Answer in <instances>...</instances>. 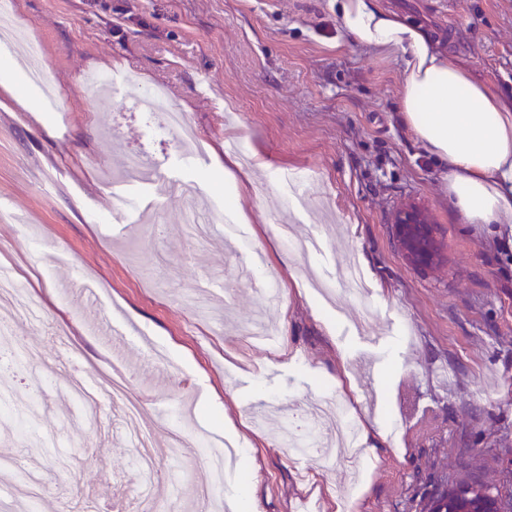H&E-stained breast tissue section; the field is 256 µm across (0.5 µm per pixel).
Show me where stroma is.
Returning <instances> with one entry per match:
<instances>
[{
  "instance_id": "1",
  "label": "stroma",
  "mask_w": 512,
  "mask_h": 512,
  "mask_svg": "<svg viewBox=\"0 0 512 512\" xmlns=\"http://www.w3.org/2000/svg\"><path fill=\"white\" fill-rule=\"evenodd\" d=\"M436 33L441 48L494 91L512 92V0H386ZM46 62L59 111L19 81L21 106L0 91V269L28 277L39 323L13 318L0 349L23 346L56 375L30 392L21 371L0 380V455H23L0 480V506L27 512H130L139 487L125 437L128 398L139 399L156 448L198 436L180 464L159 457L147 485L194 507L212 444L236 446L221 496L237 512L250 483L259 512H419L433 480L480 456L481 478L512 489V242L454 216L441 168L399 121V56L354 43L327 0H12ZM166 89L205 143L188 163L161 116L136 96ZM239 136L266 166L240 198V230L263 266L240 278L223 242L191 241L184 199L157 185L112 178L129 153L155 158L161 179L196 183L199 205L224 211L233 187L215 150ZM420 203L438 229L445 262L422 269L395 247L392 221ZM294 234L321 235L324 252L291 250L279 234L286 203ZM352 254L373 295L334 312L314 286ZM276 275L281 306L265 308L256 282ZM225 308L197 318L186 294ZM332 333H325L324 322ZM390 332L378 379L364 371L353 326ZM65 336L69 350L57 353ZM128 373L113 398L112 357ZM348 371L350 390L336 378ZM86 378L101 402L89 411L66 392ZM339 394L385 438L359 480L248 420L260 405L286 416Z\"/></svg>"
}]
</instances>
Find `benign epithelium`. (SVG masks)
Segmentation results:
<instances>
[{"label": "benign epithelium", "instance_id": "1", "mask_svg": "<svg viewBox=\"0 0 512 512\" xmlns=\"http://www.w3.org/2000/svg\"><path fill=\"white\" fill-rule=\"evenodd\" d=\"M398 250L416 267H428L437 261L436 235L425 212L409 203L393 218Z\"/></svg>", "mask_w": 512, "mask_h": 512}]
</instances>
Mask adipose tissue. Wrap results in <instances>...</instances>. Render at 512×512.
Masks as SVG:
<instances>
[{
  "label": "adipose tissue",
  "instance_id": "obj_1",
  "mask_svg": "<svg viewBox=\"0 0 512 512\" xmlns=\"http://www.w3.org/2000/svg\"><path fill=\"white\" fill-rule=\"evenodd\" d=\"M362 47L400 55V121L443 166L464 223L512 233V98L453 62L427 28L382 0H329Z\"/></svg>",
  "mask_w": 512,
  "mask_h": 512
}]
</instances>
